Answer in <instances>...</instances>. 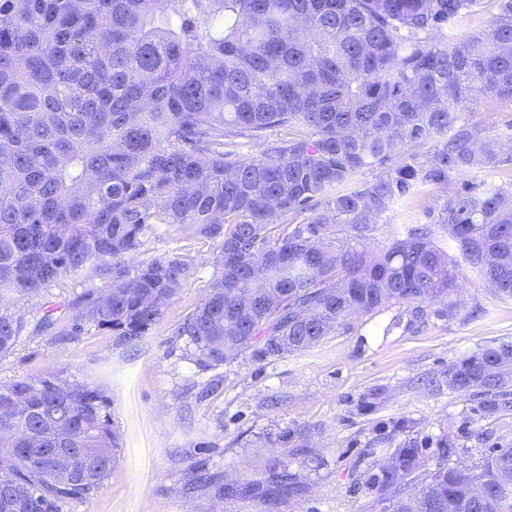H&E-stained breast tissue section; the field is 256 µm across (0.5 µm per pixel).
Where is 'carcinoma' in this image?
Masks as SVG:
<instances>
[{
  "label": "carcinoma",
  "mask_w": 512,
  "mask_h": 512,
  "mask_svg": "<svg viewBox=\"0 0 512 512\" xmlns=\"http://www.w3.org/2000/svg\"><path fill=\"white\" fill-rule=\"evenodd\" d=\"M479 5L0 0V356L28 329L6 303L89 266L110 270L111 287L62 334L93 325L136 346L189 271L181 255L131 264L154 224L219 242L207 292L175 331L204 369L310 350L354 314L414 304L421 318L424 303L448 305L459 257L512 298V182L466 184L438 224L396 231L375 254L363 246L416 187L512 165L501 140L459 124L479 97L512 102V0H497L485 35L435 41ZM277 129L293 134L239 158V139ZM432 140L431 156L409 152ZM445 383L505 393L512 343L461 356ZM108 404L59 373L1 385L0 512H61L97 492L123 448ZM453 452L440 441L423 471L408 441L372 462L378 512H512V448L492 449L478 473L448 465ZM194 484L247 492L201 472ZM299 491L285 467L265 488L275 501Z\"/></svg>",
  "instance_id": "cac0c4a2"
}]
</instances>
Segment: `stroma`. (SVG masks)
Returning <instances> with one entry per match:
<instances>
[{
  "mask_svg": "<svg viewBox=\"0 0 512 512\" xmlns=\"http://www.w3.org/2000/svg\"><path fill=\"white\" fill-rule=\"evenodd\" d=\"M462 122L481 137L511 136L512 105L477 99ZM461 182L421 185L368 232L367 247H383L405 225L437 221L449 189ZM216 251L212 240L175 225L158 224L147 234L140 259L179 254L190 269L164 317L133 348L89 325L77 336L62 333L89 298L109 287L107 269L85 268L15 301L32 325L42 308L55 307L59 331L22 337L0 358V384L56 372L104 388L124 441L98 492L65 503L62 512H374L369 465L399 444L417 442L429 468L443 439L454 449L450 465L471 469L490 449L512 447V391L492 400L440 384L461 355L512 342V299L492 295L466 262L457 264L458 304L448 316H438L434 303L422 321L411 306H394L350 319L308 351L205 370L173 332L204 296ZM281 465L303 491L274 506L255 489L218 498L190 485L202 466L225 484L254 488Z\"/></svg>",
  "mask_w": 512,
  "mask_h": 512,
  "instance_id": "stroma-1",
  "label": "stroma"
}]
</instances>
